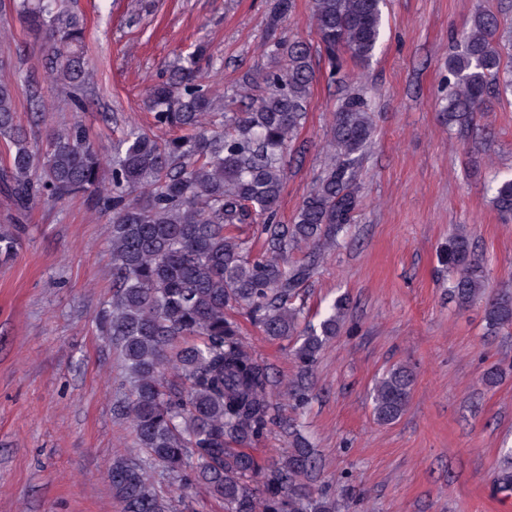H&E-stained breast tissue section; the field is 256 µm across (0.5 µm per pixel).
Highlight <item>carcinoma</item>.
Wrapping results in <instances>:
<instances>
[{"label":"carcinoma","mask_w":512,"mask_h":512,"mask_svg":"<svg viewBox=\"0 0 512 512\" xmlns=\"http://www.w3.org/2000/svg\"><path fill=\"white\" fill-rule=\"evenodd\" d=\"M384 7L385 0H313L315 34L332 74L347 57L367 65L376 56ZM294 9L295 0H275L271 30ZM5 11L45 49L44 75L23 77L29 111H44L49 93L82 103L89 80L86 23L71 0H0ZM270 56L284 63L253 82L259 93L225 97L220 130L208 127L213 99L189 56L147 98L155 126L181 135L158 141L131 124L106 156L79 125L47 130L42 148H34L18 115L15 86L0 82V139L8 152L0 182L16 209L82 196L111 216L112 301L99 325L125 370L129 394L119 413L147 453L139 462H114L108 473L123 512H177L175 498L155 491L157 468L177 492L205 488L224 501V512H336V500L314 489L318 461L299 429L288 432V450L271 462L250 453L277 423V385L226 310L244 306L266 336L294 339L297 373L288 396L304 407L312 369L339 332L345 300H334L318 323L301 331L305 307L298 290L358 209L357 171L373 132L371 104L362 89L340 99L331 162L288 229L277 206L284 156L306 119L311 50L303 41H275ZM501 84L512 92L500 23L479 10L448 57V125L468 126ZM491 204L501 217H512V178L496 184ZM244 224L256 225L264 251L251 253L238 234ZM19 244V225L0 227L1 259L13 257ZM299 245L308 248L306 259L285 264L284 255ZM448 268L449 299L460 307L484 300L491 334L512 327V289L489 290L487 268L461 224L448 238ZM414 381L407 365L382 375L373 394L378 422L405 412ZM495 487L512 490V454L501 461Z\"/></svg>","instance_id":"carcinoma-1"}]
</instances>
